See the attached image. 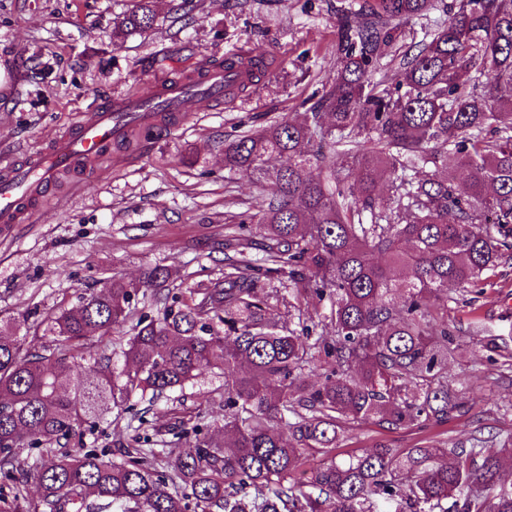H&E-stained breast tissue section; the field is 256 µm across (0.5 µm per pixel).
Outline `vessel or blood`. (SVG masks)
Instances as JSON below:
<instances>
[{
    "mask_svg": "<svg viewBox=\"0 0 512 512\" xmlns=\"http://www.w3.org/2000/svg\"><path fill=\"white\" fill-rule=\"evenodd\" d=\"M244 69L202 67L196 91L213 101L223 100L229 87L245 80ZM187 86L157 81L100 109L84 112L69 132L56 137L32 161L0 171V224L24 223L33 206L51 190L60 174H90V165L112 151L133 127L158 123V109L178 113L183 109Z\"/></svg>",
    "mask_w": 512,
    "mask_h": 512,
    "instance_id": "vessel-or-blood-1",
    "label": "vessel or blood"
}]
</instances>
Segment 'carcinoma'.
Returning <instances> with one entry per match:
<instances>
[{"mask_svg":"<svg viewBox=\"0 0 512 512\" xmlns=\"http://www.w3.org/2000/svg\"><path fill=\"white\" fill-rule=\"evenodd\" d=\"M153 2L114 18V37L151 28ZM433 2L344 9L336 76L308 120L283 115L224 143V168L266 195L228 227L223 279L187 300L155 266L137 287L114 278L59 310L38 351L0 336V474L11 481L0 512L95 501L112 512H512L501 480L512 438L336 455L343 417L448 421L449 295L512 259V0H459L396 57L390 83L372 80L398 22ZM254 235L271 241L264 262L288 275L294 300L329 301L335 335L279 328L248 253ZM125 332L122 366L103 355L92 374L76 371L91 341ZM207 373L224 379V425L197 426L166 469L153 448L84 447L132 397L181 393Z\"/></svg>","mask_w":512,"mask_h":512,"instance_id":"1","label":"carcinoma"}]
</instances>
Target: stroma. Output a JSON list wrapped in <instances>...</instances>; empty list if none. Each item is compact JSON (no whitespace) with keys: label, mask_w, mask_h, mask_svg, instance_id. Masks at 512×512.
I'll list each match as a JSON object with an SVG mask.
<instances>
[{"label":"stroma","mask_w":512,"mask_h":512,"mask_svg":"<svg viewBox=\"0 0 512 512\" xmlns=\"http://www.w3.org/2000/svg\"><path fill=\"white\" fill-rule=\"evenodd\" d=\"M349 0H198L192 21L177 20L171 0H155L146 32L114 41L112 20L131 0H0V164L24 159L60 135L74 113L148 80L192 76L203 63L223 64L246 48L267 54L257 85L220 104L193 99L184 120L149 138L129 136L97 165L92 183L61 175L47 206L31 223L0 227V334L39 346L40 326L79 293L119 276L139 283L164 266L175 292L223 277L224 222L257 208L264 191L224 168V143L272 117L303 119L312 92L332 81L339 56L341 6ZM261 284L284 328L322 323L328 304L300 301L289 308L278 293L284 274ZM448 330L456 355L448 378L456 409L446 423L388 427L341 420L340 451L455 445L497 446L512 435V260L478 285L448 300ZM481 332H472L473 323ZM221 379L203 376L212 392L186 389L178 400L147 404L131 398L107 424L86 435V447L108 453L131 435L176 443L194 441L198 421L222 424Z\"/></svg>","instance_id":"stroma-1"}]
</instances>
